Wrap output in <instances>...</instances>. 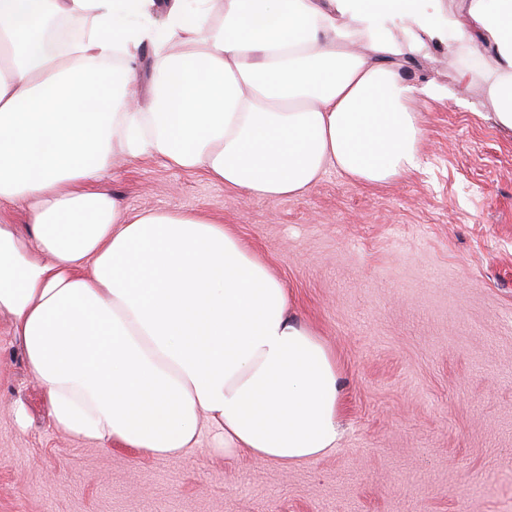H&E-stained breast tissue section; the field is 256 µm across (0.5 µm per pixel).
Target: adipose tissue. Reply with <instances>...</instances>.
<instances>
[{"mask_svg":"<svg viewBox=\"0 0 512 512\" xmlns=\"http://www.w3.org/2000/svg\"><path fill=\"white\" fill-rule=\"evenodd\" d=\"M424 0H0V196L32 200L30 231L0 222V314L11 316L56 429L101 447L180 457L202 422L215 456L285 465L336 445L340 375L290 313L267 264L224 224L131 212L106 184L113 149L205 170L276 201L330 170L379 185L415 169L416 105L443 93L405 69L382 23L425 25ZM91 35L40 47L46 13ZM448 24L480 61L512 130V0H457ZM153 51L149 104L134 63Z\"/></svg>","mask_w":512,"mask_h":512,"instance_id":"obj_1","label":"adipose tissue"}]
</instances>
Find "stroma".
<instances>
[{"mask_svg":"<svg viewBox=\"0 0 512 512\" xmlns=\"http://www.w3.org/2000/svg\"><path fill=\"white\" fill-rule=\"evenodd\" d=\"M407 68L445 98L420 105L419 169L386 185L327 171L270 201L156 159L118 160L133 212L229 225L337 359L334 449L284 465L143 456L58 431L0 316V512H512V132L492 117L463 43L400 22Z\"/></svg>","mask_w":512,"mask_h":512,"instance_id":"1","label":"stroma"}]
</instances>
